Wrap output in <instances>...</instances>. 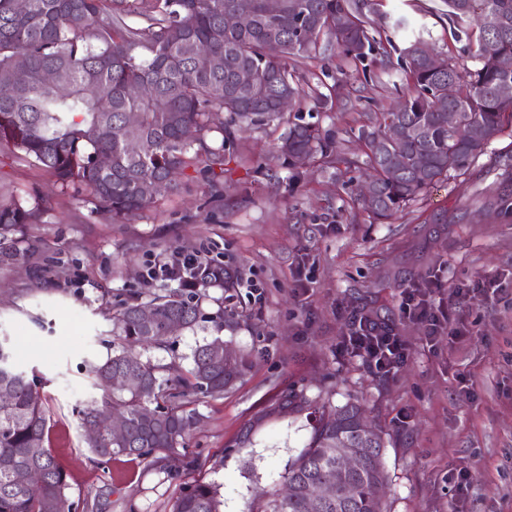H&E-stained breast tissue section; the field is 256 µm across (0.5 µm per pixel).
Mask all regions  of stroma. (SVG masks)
<instances>
[{
	"label": "stroma",
	"mask_w": 512,
	"mask_h": 512,
	"mask_svg": "<svg viewBox=\"0 0 512 512\" xmlns=\"http://www.w3.org/2000/svg\"><path fill=\"white\" fill-rule=\"evenodd\" d=\"M439 0H378L376 26L414 15L429 45L474 66L475 46L454 40ZM422 13H415V6ZM306 95L293 115L316 122L327 156L288 165L273 151L287 122L237 134L218 186L176 176L177 191L129 220L94 212L84 194L61 188L41 167L0 153V192L41 194L46 211L27 233L36 248L0 265V336L22 368L36 371L52 411L50 446L72 499L86 512H171L182 488L217 485L222 512H249L257 491L282 488L289 462L307 444L313 409L360 403L386 442L387 512H512V123L461 175L439 181L381 224L359 202L366 177L361 128L408 91L401 68L353 63L336 49L298 64ZM340 85L331 109L315 96ZM205 251L239 276L231 291L207 289L203 319L153 361L179 358L213 336L250 356L223 398L201 400L189 445L155 466L118 456L92 461L76 407L98 398L84 363L112 351V317L131 298L173 289L145 277L173 251ZM439 274L443 288L500 278L502 290L454 298L470 330L463 345L427 343L401 311L400 293ZM361 317L395 329L405 358L378 371L346 344ZM303 395L310 410L286 406Z\"/></svg>",
	"instance_id": "1"
}]
</instances>
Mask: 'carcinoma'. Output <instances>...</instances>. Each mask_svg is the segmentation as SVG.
Segmentation results:
<instances>
[{"instance_id":"cac0c4a2","label":"carcinoma","mask_w":512,"mask_h":512,"mask_svg":"<svg viewBox=\"0 0 512 512\" xmlns=\"http://www.w3.org/2000/svg\"><path fill=\"white\" fill-rule=\"evenodd\" d=\"M265 0H28L25 11L15 0H0V151H7L43 168L63 187L79 186L94 211L131 218L157 197L176 189L169 171L193 170L214 181L224 173V157L233 149V127L280 121L281 96L302 94L296 67L288 60L316 57L324 39L347 58L363 62L380 53L391 64L385 45L402 47L397 58L409 80V91L378 124L361 132L366 147L372 196L363 206L374 220L386 221L415 202L429 187L454 173L467 171L502 130L512 100L497 95L503 81L512 82V0H441L442 7L425 12L448 19L451 33L471 19L477 42L476 65L469 69L442 58L435 64L418 53L427 43L425 25L406 16L392 20L383 37L369 17L371 0H285L277 15L265 11ZM249 17L237 29L224 28V12ZM499 20L486 26V18ZM136 17L142 26L127 20ZM276 36L278 55L266 53ZM199 52L185 51V42ZM27 61L22 84L6 80L19 58ZM222 60L213 66L212 58ZM253 71L255 84H236L237 70ZM58 74L55 84L43 72ZM457 96L447 97L448 84ZM133 84L147 93L133 97ZM458 111L468 139L448 135V110ZM135 112L139 121L126 123ZM193 132L186 137L187 132ZM140 142L131 154L127 141ZM329 135L309 122L289 123L276 147L278 156L293 162L303 154H325ZM111 165L103 168L99 157ZM35 195H0V264L24 260L33 244L23 229L35 224L44 210ZM210 264L198 272L194 286L156 295L147 303L127 304L113 315L121 348L103 362L85 364L100 399L78 411L94 459L116 456L154 458L159 463L178 448L187 447L198 422L194 408L202 398L219 399L243 376L246 355L229 350L215 336L197 346L192 365L155 363L141 350L164 349L170 339L194 328L201 318L202 291L215 286ZM149 307L152 319H143ZM117 374L136 379L133 386H114ZM39 377L16 364L13 349L0 350V512H78L69 484L48 446L50 413L37 390ZM115 412L126 421V434L117 439L98 427L101 412ZM361 410L346 404L321 416L308 444L288 465L284 493L261 490L252 512H386L376 489L387 482L381 433L366 436ZM364 449V460L341 480L339 446ZM29 469L42 473V482L22 480ZM329 485L328 500H312L308 487ZM217 489L194 481L183 488L171 512H220Z\"/></svg>"}]
</instances>
